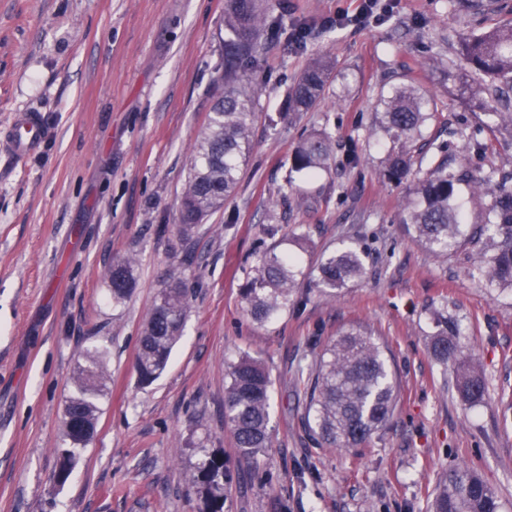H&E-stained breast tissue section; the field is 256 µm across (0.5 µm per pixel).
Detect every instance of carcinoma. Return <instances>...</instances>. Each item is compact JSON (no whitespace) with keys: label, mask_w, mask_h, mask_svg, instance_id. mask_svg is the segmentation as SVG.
<instances>
[{"label":"carcinoma","mask_w":512,"mask_h":512,"mask_svg":"<svg viewBox=\"0 0 512 512\" xmlns=\"http://www.w3.org/2000/svg\"><path fill=\"white\" fill-rule=\"evenodd\" d=\"M283 19L269 15L268 0H225L224 77L212 92L207 128L195 147L190 172L180 198L177 233L189 239L199 224L220 209L236 188L253 150L251 128L257 117L259 96L243 64L253 62L264 33L280 32ZM465 68L473 76V93L481 101L483 129L512 137V21L472 34L462 41ZM334 64L324 55L310 61L288 89L287 112L293 118L311 110L324 96ZM436 118L434 99L427 90L402 83L380 99L372 130L362 142H352L345 161L356 165L369 147L370 136L382 132L397 147L383 157V175L401 184L411 182L402 223L413 241L437 256L471 246L482 254L470 275L501 293H512V178L477 177L466 169L448 170V147H436L429 167L412 178L416 164L413 148L426 126ZM335 143L326 132L304 137L294 152L290 176L303 178L327 172L335 163ZM484 200L485 218L468 226L461 200L462 189ZM307 236L275 243L264 250L246 276L240 295L245 314L265 324L288 310L299 297L304 280L320 295L334 297L365 274L363 252L347 246L323 257L304 271L296 252L305 249ZM112 306L129 298L135 285L134 260L124 258L106 273ZM190 311L188 289L179 277L171 279L146 319L139 338L136 374L146 387L165 371ZM430 348L436 360L457 366V386L464 402H479L485 395L482 378L461 357L459 328L441 309L431 311ZM70 379L63 423L65 447L59 449L56 480L65 482L79 448L93 437L102 395L103 353L84 354ZM271 377L262 362L243 355L230 366L224 396V425L235 441L239 460L256 466L272 444L270 425ZM398 385L389 369L385 347L366 329L344 332L325 348L307 392L308 426L327 448H354L365 443L391 420ZM224 460L209 456L196 466L189 482L200 486L207 512H224ZM429 512H500V502L483 477L474 470L443 473L434 489Z\"/></svg>","instance_id":"obj_1"}]
</instances>
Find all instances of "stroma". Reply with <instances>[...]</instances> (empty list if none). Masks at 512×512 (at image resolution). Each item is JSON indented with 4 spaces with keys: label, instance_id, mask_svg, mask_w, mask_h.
Masks as SVG:
<instances>
[{
    "label": "stroma",
    "instance_id": "obj_1",
    "mask_svg": "<svg viewBox=\"0 0 512 512\" xmlns=\"http://www.w3.org/2000/svg\"><path fill=\"white\" fill-rule=\"evenodd\" d=\"M225 0H0V130L21 111L54 129L19 162L0 151V512H205L189 483L197 463L223 458L224 512H428L436 478L477 471L512 512V293L469 275L474 253L439 258L400 222L405 186L382 174L389 140L356 166L288 183L301 136L326 131L337 154L372 125L380 92L408 81L434 97L427 139L448 145V167L512 173V138L469 147L460 130L480 112L458 90L461 41L506 20L512 0L474 13L457 0H270L307 27L304 45L266 38L246 65L259 91L254 149L223 208L190 239L173 231L179 197L224 71ZM331 56L324 98L283 119L289 86L310 57ZM305 233L303 268L349 244L365 276L336 297L257 324L240 288L274 238ZM136 284L113 307L104 278L121 258ZM181 277L191 312L164 374L135 371L155 299ZM459 323L486 386L464 403L456 372L428 346L430 308ZM372 330L398 382L390 424L362 447L336 450L309 434L307 384L343 331ZM104 351L96 432L57 484L70 378L84 353ZM261 360L272 387V446L259 468L238 462L224 425L228 366Z\"/></svg>",
    "mask_w": 512,
    "mask_h": 512
}]
</instances>
